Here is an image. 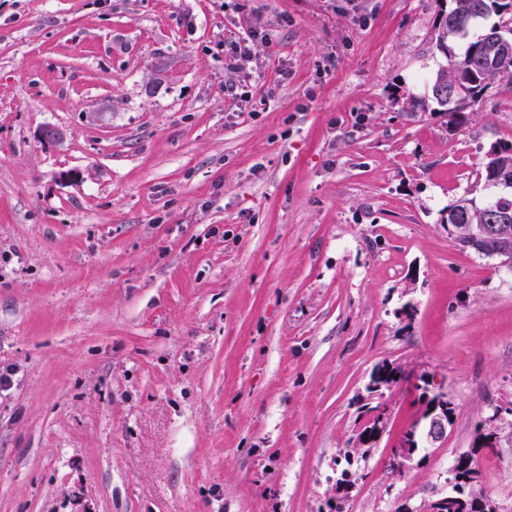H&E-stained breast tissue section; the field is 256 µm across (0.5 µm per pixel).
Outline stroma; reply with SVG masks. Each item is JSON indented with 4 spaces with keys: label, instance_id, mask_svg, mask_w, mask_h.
<instances>
[{
    "label": "stroma",
    "instance_id": "stroma-1",
    "mask_svg": "<svg viewBox=\"0 0 512 512\" xmlns=\"http://www.w3.org/2000/svg\"><path fill=\"white\" fill-rule=\"evenodd\" d=\"M439 8L0 0V512H426L447 494L512 398V275L446 224L490 198L512 84L449 126ZM242 38L263 77L246 89L224 68ZM384 362L455 407L402 470L424 399L369 392ZM380 401L387 428L357 448ZM477 465L512 512V426ZM512 421V399H503L492 406L491 413L484 421L481 435L483 446L495 445L498 425Z\"/></svg>",
    "mask_w": 512,
    "mask_h": 512
}]
</instances>
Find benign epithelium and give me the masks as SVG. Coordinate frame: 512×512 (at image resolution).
I'll list each match as a JSON object with an SVG mask.
<instances>
[{"label":"benign epithelium","mask_w":512,"mask_h":512,"mask_svg":"<svg viewBox=\"0 0 512 512\" xmlns=\"http://www.w3.org/2000/svg\"><path fill=\"white\" fill-rule=\"evenodd\" d=\"M512 215L499 211L489 224L479 225V229L469 234V246L477 252H487L498 260L500 267L512 268V238L507 236L508 222ZM388 416V408L380 403L374 410L367 427L358 436L360 446H369L382 435ZM454 405L448 402L445 393L437 392L426 397L422 412L423 427H412L406 431L393 453V465L403 469L413 461L419 448L420 440L430 444L441 442L447 438L448 426L452 423ZM512 421V399H503L492 406L491 413L484 421L481 432V443L493 445L497 438L498 425ZM477 449L471 448L458 456L456 466L462 475L451 483L448 495L439 497L429 503L428 512H496L494 502L487 496L477 492L475 486L479 481V472L475 467Z\"/></svg>","instance_id":"benign-epithelium-1"}]
</instances>
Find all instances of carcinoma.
<instances>
[{
  "mask_svg": "<svg viewBox=\"0 0 512 512\" xmlns=\"http://www.w3.org/2000/svg\"><path fill=\"white\" fill-rule=\"evenodd\" d=\"M452 6L440 13L435 48L445 59L433 79L432 99L448 115V125L459 124L466 112L490 87L504 81L512 83V53L499 63L491 56L493 44L504 39L512 45V0H451ZM508 18L485 24L491 15ZM512 144L493 145L486 153L481 170L484 187L492 189L508 171L512 176ZM512 209V191H498L492 202L480 205L474 198H458L448 207L447 224H488L498 209Z\"/></svg>",
  "mask_w": 512,
  "mask_h": 512,
  "instance_id": "cac0c4a2",
  "label": "carcinoma"
}]
</instances>
